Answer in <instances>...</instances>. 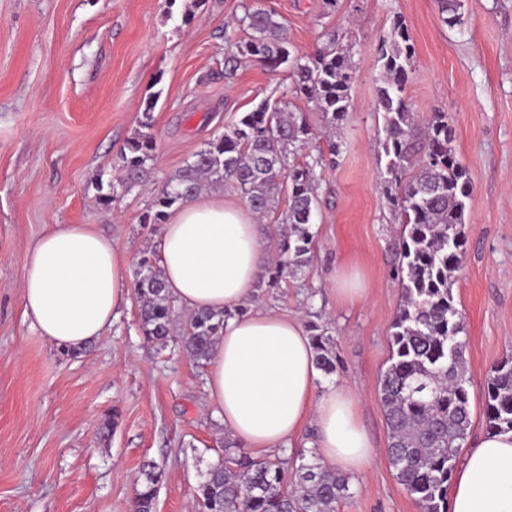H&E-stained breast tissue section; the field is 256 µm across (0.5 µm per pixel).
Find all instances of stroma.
I'll return each instance as SVG.
<instances>
[{"mask_svg":"<svg viewBox=\"0 0 512 512\" xmlns=\"http://www.w3.org/2000/svg\"><path fill=\"white\" fill-rule=\"evenodd\" d=\"M251 2L0 0V512H131L148 460L165 474L156 512H198L200 474L224 446L205 369L147 343L134 305L84 353L62 356L24 321L19 282L27 249L49 224L95 225L133 259L154 247L157 231L141 222L153 189L261 101L288 103L325 131L313 104L289 95L286 69L252 62L232 82L217 78L245 36L236 19ZM261 3L286 26L293 53H313L335 33L352 57L353 110L337 131L335 162L316 170L310 265L277 288L260 277L257 294L330 336L337 371L322 384L359 396L375 460L351 475L336 512H420L389 465L378 386L402 300L393 278L402 226L382 194L379 44L404 21L415 47L407 96L420 115L447 113L473 187L453 286L472 441L486 433V374L512 355V0H461L454 27L436 0H338L332 12L323 0ZM150 100L152 177L103 204L99 187L115 180ZM337 274L358 278L366 297L336 298Z\"/></svg>","mask_w":512,"mask_h":512,"instance_id":"obj_1","label":"stroma"}]
</instances>
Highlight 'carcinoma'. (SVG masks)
Returning <instances> with one entry per match:
<instances>
[{"instance_id": "1", "label": "carcinoma", "mask_w": 512, "mask_h": 512, "mask_svg": "<svg viewBox=\"0 0 512 512\" xmlns=\"http://www.w3.org/2000/svg\"><path fill=\"white\" fill-rule=\"evenodd\" d=\"M460 0H438L442 21L461 23ZM239 25L247 39L224 61L220 76L229 82L244 60L275 72L289 68L291 92L313 103L327 125L337 129L352 110V59L331 35L312 54L291 56L286 29L275 11L247 7ZM415 48L407 27L394 21L379 48L383 80L375 111L382 114L386 159L384 194L403 224L398 242L397 278L402 305L392 325L389 365L379 388L390 430L387 458L398 483L421 512H449L448 489L471 423L469 377L464 362L463 317L453 296L469 232L467 200L472 184L451 143L453 129L444 112L425 122L406 95ZM156 97L147 101L139 129L120 153L121 175L101 195L107 204L149 181L156 142L151 133ZM316 134L286 107L264 101L235 123L224 126L207 146L155 190L143 224H164L170 212L201 194L205 187L228 186L259 217L276 210L282 192L287 209L278 216L288 226L281 256L268 284L277 288L288 275L309 263L310 225L319 207L315 168L323 162ZM318 158L299 160L305 151ZM134 292L144 339L178 347L205 364L214 340L224 330L225 314L199 310L177 319L154 255L136 267ZM315 361L327 375L336 372L330 338L311 336ZM487 431L512 432V355L494 364L484 389ZM164 472L153 462L142 465L134 490V512H154ZM349 478L298 450L289 458L255 457L224 442V455L202 475L195 494L200 512H335L349 496Z\"/></svg>"}]
</instances>
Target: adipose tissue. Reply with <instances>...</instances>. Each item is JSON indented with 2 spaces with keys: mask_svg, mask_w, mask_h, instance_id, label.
Returning a JSON list of instances; mask_svg holds the SVG:
<instances>
[{
  "mask_svg": "<svg viewBox=\"0 0 512 512\" xmlns=\"http://www.w3.org/2000/svg\"><path fill=\"white\" fill-rule=\"evenodd\" d=\"M156 251L176 305L228 314L206 372L225 433L259 455L292 445L310 422L322 462L344 474L367 469L373 450L356 391L321 390L300 319L254 304L271 255L248 207L214 193L193 199L162 225ZM131 289L126 252L89 224L49 225L24 256V317L57 347L81 350L104 336ZM449 504L451 512H512V432L485 435L468 449Z\"/></svg>",
  "mask_w": 512,
  "mask_h": 512,
  "instance_id": "ef3b65f1",
  "label": "adipose tissue"
}]
</instances>
